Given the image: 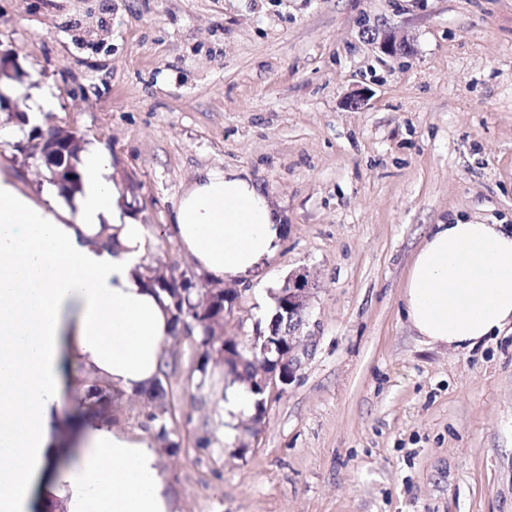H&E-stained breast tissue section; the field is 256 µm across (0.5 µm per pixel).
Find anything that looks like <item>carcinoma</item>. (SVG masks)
Listing matches in <instances>:
<instances>
[{"mask_svg": "<svg viewBox=\"0 0 512 512\" xmlns=\"http://www.w3.org/2000/svg\"><path fill=\"white\" fill-rule=\"evenodd\" d=\"M79 152L80 145L77 144L65 153L59 167V170L63 171L59 185L62 190L69 193L79 191L81 186L78 167ZM144 283L147 287L161 292L167 299L174 333L181 334L195 354L189 379L197 391H202L208 379L211 361L224 353V310L226 309L224 289L209 288L202 293L194 289L191 279L183 273L157 276L149 268L144 273ZM260 351L259 343L248 349H236L237 360L230 363L232 373L237 374L248 370V359L254 354H260ZM172 356L174 353L170 352L168 356L162 358L160 378L145 391L148 401L163 405L165 398L172 396V392L164 385V381L169 379V358ZM91 389L93 401L88 409L96 415L112 412L114 397L112 386L104 381H93ZM146 420V426L155 430L157 440L163 447L175 446V443L170 440L174 430L163 414L150 413L146 416Z\"/></svg>", "mask_w": 512, "mask_h": 512, "instance_id": "1", "label": "carcinoma"}]
</instances>
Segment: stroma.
Segmentation results:
<instances>
[{"label":"stroma","instance_id":"35a3bbf8","mask_svg":"<svg viewBox=\"0 0 512 512\" xmlns=\"http://www.w3.org/2000/svg\"><path fill=\"white\" fill-rule=\"evenodd\" d=\"M389 31L410 54L380 52ZM0 54V174L20 191L50 180L42 133L81 135L149 265L206 288L174 207L202 172L239 171L284 233L229 283L225 335L248 342L288 275L313 286L302 365L238 441L222 365L197 393L186 341L167 342L175 512H512V332L429 344L403 300L432 225H512V0H0ZM45 92L54 108L25 121Z\"/></svg>","mask_w":512,"mask_h":512}]
</instances>
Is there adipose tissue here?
I'll return each instance as SVG.
<instances>
[{"label": "adipose tissue", "instance_id": "adipose-tissue-1", "mask_svg": "<svg viewBox=\"0 0 512 512\" xmlns=\"http://www.w3.org/2000/svg\"><path fill=\"white\" fill-rule=\"evenodd\" d=\"M73 206L56 185L40 199L0 175V512H172L155 438L100 420L67 444L59 400L85 402L92 380L140 395L172 334L166 301L141 276L151 241L120 207L109 158L86 151ZM173 231L210 279L254 275L281 229L249 177L208 170L180 197ZM405 315L427 343L466 350L512 325V228L437 224L403 287Z\"/></svg>", "mask_w": 512, "mask_h": 512}]
</instances>
